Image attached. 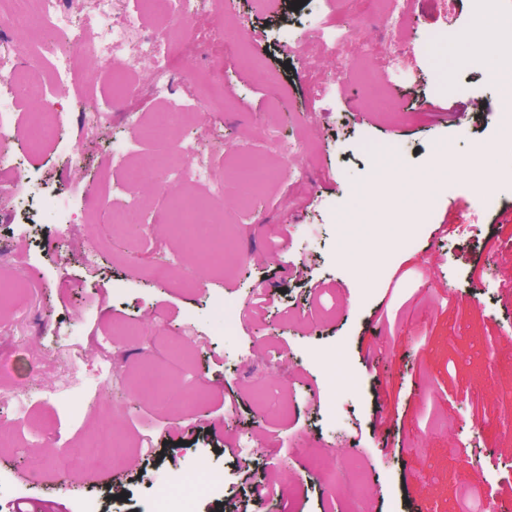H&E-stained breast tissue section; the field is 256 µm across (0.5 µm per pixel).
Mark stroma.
I'll list each match as a JSON object with an SVG mask.
<instances>
[{"mask_svg":"<svg viewBox=\"0 0 512 512\" xmlns=\"http://www.w3.org/2000/svg\"><path fill=\"white\" fill-rule=\"evenodd\" d=\"M289 3L226 0L223 11L204 8L182 33L194 51L173 69L175 83L198 72L224 86L221 112L178 94L173 100L188 113L182 139H207L212 178L227 188L225 215H247L224 232L234 272L219 274L185 248L164 220L155 182L130 187L118 178L126 149L146 171L157 152L121 113L84 132L83 113L107 91L91 60L78 67L93 92L63 114L56 143L29 151L21 126L0 139V151L18 155L43 192L77 201L103 179L114 194L134 192L150 204L117 229L101 210L53 224L36 200L11 201L13 179L0 178V246L10 253L0 277L28 284L22 298H0V325L12 329L0 334V361L13 365L0 383L31 397L88 386L105 405L101 412L55 402L30 408L21 448L0 450V469L17 474L28 499L15 506L2 489L0 512H71V499L84 495L98 498L101 512H148L201 458L223 471L224 491L200 512L216 503L228 510L257 484L265 496L248 512H358L351 489L328 483L332 448L338 464L371 482L370 512H460L466 484L477 490L478 510L512 503V203L471 221L480 198L512 193V145L493 127L511 93L492 81L494 57L471 45L453 47L451 86L433 91L434 65L419 47L469 16L473 0H401L397 30L383 25L381 0H338L336 13L356 31L335 53L321 45L318 0L297 11ZM238 18L265 74L240 65L234 35L210 39ZM280 28L296 33V54L273 45ZM400 42L402 68L393 74L388 63ZM364 67L384 79L394 113L383 115L364 90ZM268 131L293 157L272 167L256 198L232 154L264 152ZM371 142L398 151L400 172L417 176L442 146L457 157L477 153L478 161L411 206L397 182L359 195L375 176ZM363 213L390 223L389 233L364 226ZM451 219L461 231L439 234ZM94 242L101 248L90 266L84 253ZM165 255L181 257L194 287L149 278ZM303 264L313 287L288 277ZM221 295L239 301L237 335L210 333L211 302ZM187 325L207 339L180 350L206 398L185 408L173 392L162 405L140 376L148 357L169 351ZM120 326L134 335L113 349L107 374L101 343ZM330 406L338 425L324 418ZM103 413L118 434L151 435L161 455L150 460L135 450L110 470L76 462L73 449L92 438ZM434 415L445 428H429ZM191 427L197 440L180 442ZM116 485L128 500L112 499Z\"/></svg>","mask_w":512,"mask_h":512,"instance_id":"35a3bbf8","label":"stroma"}]
</instances>
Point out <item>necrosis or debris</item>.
<instances>
[{
  "label": "necrosis or debris",
  "mask_w": 512,
  "mask_h": 512,
  "mask_svg": "<svg viewBox=\"0 0 512 512\" xmlns=\"http://www.w3.org/2000/svg\"><path fill=\"white\" fill-rule=\"evenodd\" d=\"M9 2V9L0 11V135L22 123L34 142L56 138L60 109L50 102L53 84L71 86L73 100L84 95V81L73 67L76 57L95 61L110 87L97 109L84 115V125L91 132L100 127L114 104L135 94L138 70L150 67L152 93L165 107L149 122L143 113H127V123L158 147L153 180L180 187L179 194L165 204L169 223L198 256L219 268L227 265L224 235L217 229L224 221L225 188L217 183L203 195L191 193V186L209 182L210 166L202 143L180 139L187 114L171 101L176 92L171 79L172 35L198 15L202 0H92L91 12L82 23L75 21L66 0ZM32 29L60 33L63 41L54 52L43 53L21 41ZM188 155L195 156L194 165H185ZM180 481L187 492L179 503L161 494L152 512H197L198 501L220 492L224 478L199 466Z\"/></svg>",
  "instance_id": "necrosis-or-debris-1"
}]
</instances>
